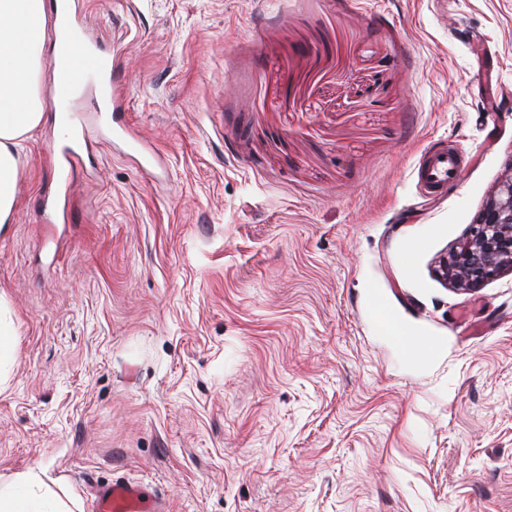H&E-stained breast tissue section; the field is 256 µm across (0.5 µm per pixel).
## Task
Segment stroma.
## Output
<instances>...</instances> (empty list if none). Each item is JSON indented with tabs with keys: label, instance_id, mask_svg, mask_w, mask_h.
I'll use <instances>...</instances> for the list:
<instances>
[{
	"label": "stroma",
	"instance_id": "1",
	"mask_svg": "<svg viewBox=\"0 0 512 512\" xmlns=\"http://www.w3.org/2000/svg\"><path fill=\"white\" fill-rule=\"evenodd\" d=\"M152 155L27 134L0 226V484L92 512H512V272L436 269L512 169V0H79ZM467 164L437 195L433 147ZM429 343L415 359L394 335ZM61 174L64 179V204L62 207V215L63 218L65 217V209L67 206V203L72 202L74 200V197L71 193V188L74 184V176L77 172V168L79 165V154L76 151V149L64 146L61 149ZM463 162L461 153L452 146L425 151L416 169L418 183L429 193H442L460 178ZM95 512H165L164 499L146 497L136 482L117 478L101 486L94 496Z\"/></svg>",
	"mask_w": 512,
	"mask_h": 512
}]
</instances>
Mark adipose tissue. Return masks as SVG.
I'll return each mask as SVG.
<instances>
[{
    "mask_svg": "<svg viewBox=\"0 0 512 512\" xmlns=\"http://www.w3.org/2000/svg\"><path fill=\"white\" fill-rule=\"evenodd\" d=\"M68 0H0V225L10 223L16 206L19 147L45 117L41 83L47 36H54L55 59L66 70L79 69L88 50L72 42L65 28ZM55 24H48V15ZM0 512H72L51 490L42 469L16 474L0 486Z\"/></svg>",
    "mask_w": 512,
    "mask_h": 512,
    "instance_id": "1",
    "label": "adipose tissue"
}]
</instances>
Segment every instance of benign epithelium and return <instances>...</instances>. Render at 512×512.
I'll return each mask as SVG.
<instances>
[{"mask_svg":"<svg viewBox=\"0 0 512 512\" xmlns=\"http://www.w3.org/2000/svg\"><path fill=\"white\" fill-rule=\"evenodd\" d=\"M512 272V172L498 185L466 237L442 260L438 276L460 290L475 291Z\"/></svg>","mask_w":512,"mask_h":512,"instance_id":"1","label":"benign epithelium"}]
</instances>
